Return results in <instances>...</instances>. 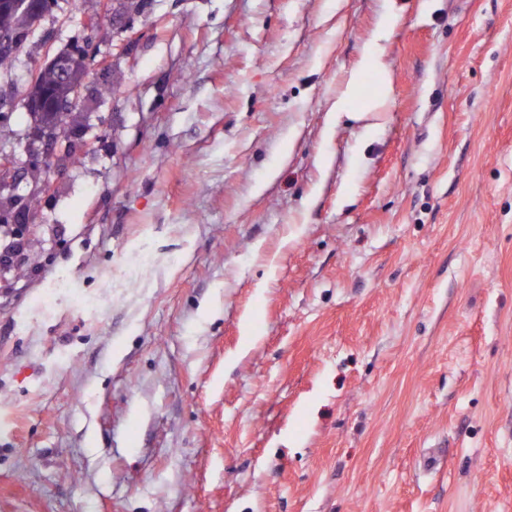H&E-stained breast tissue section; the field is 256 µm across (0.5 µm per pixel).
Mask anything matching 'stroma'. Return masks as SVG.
<instances>
[{
    "label": "stroma",
    "mask_w": 512,
    "mask_h": 512,
    "mask_svg": "<svg viewBox=\"0 0 512 512\" xmlns=\"http://www.w3.org/2000/svg\"><path fill=\"white\" fill-rule=\"evenodd\" d=\"M138 2L0 67L24 195L29 73L97 48L0 274V512H512V0Z\"/></svg>",
    "instance_id": "1"
}]
</instances>
